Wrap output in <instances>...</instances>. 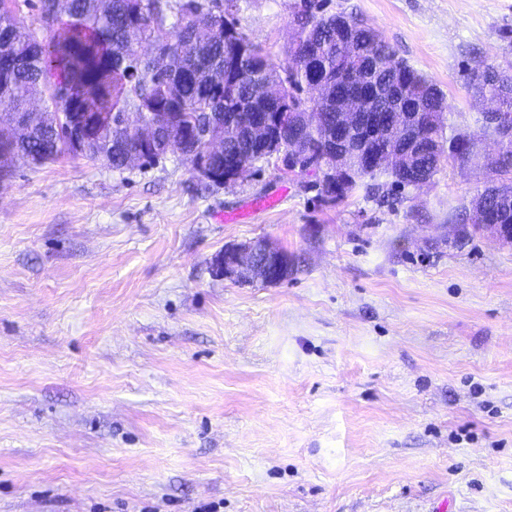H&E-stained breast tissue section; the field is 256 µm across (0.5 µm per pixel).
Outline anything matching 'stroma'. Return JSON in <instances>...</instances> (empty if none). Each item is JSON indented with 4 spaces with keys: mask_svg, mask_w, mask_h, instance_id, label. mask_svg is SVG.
Segmentation results:
<instances>
[{
    "mask_svg": "<svg viewBox=\"0 0 512 512\" xmlns=\"http://www.w3.org/2000/svg\"><path fill=\"white\" fill-rule=\"evenodd\" d=\"M379 30L475 131L512 0H324ZM303 0H238L283 65ZM487 173L388 202L260 163L0 162V512H512V244L466 235ZM293 258L220 276L225 246ZM224 279L277 285L288 276V255L266 241L229 245L213 259Z\"/></svg>",
    "mask_w": 512,
    "mask_h": 512,
    "instance_id": "obj_1",
    "label": "stroma"
}]
</instances>
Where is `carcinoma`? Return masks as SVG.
<instances>
[{
    "mask_svg": "<svg viewBox=\"0 0 512 512\" xmlns=\"http://www.w3.org/2000/svg\"><path fill=\"white\" fill-rule=\"evenodd\" d=\"M31 0H10L0 11V57L8 56L12 67L0 68V99L8 100L13 113L26 119L22 133L0 128V155L30 157L36 164L71 153L68 142L79 128L88 129L79 156L109 161V167H129L121 147L127 136L115 128L123 112H159L180 121L171 132L206 122L224 127V145L237 157L257 164L251 143L248 113L264 112L275 99L260 92L268 84L271 92L283 90L290 112L316 113V125L305 133L312 159L326 161L336 125V90L342 88V73L359 69L382 87L369 112H444L446 99L435 83L406 62L403 74L391 70L395 52L382 35L341 14L317 15L309 4L297 15L295 45L288 60L278 68L269 62L259 44L248 38L235 19L224 15V0H38L34 4L44 23L60 25L51 41L40 31L16 22V12ZM170 33L169 69L164 76L150 58L139 55V43L154 42L156 30ZM238 52L235 70L224 68V55ZM61 72V81L51 88L49 104L39 110L31 99L42 90L48 70ZM314 70L331 84L329 99L309 104L298 91L308 72ZM498 84L512 86V69L481 64L473 77L478 95L493 94ZM196 142L183 136L179 141L155 144V159L170 154L187 159ZM441 159L422 154L411 166L395 173L360 171L348 183L350 193L366 181L381 176L391 184L407 186L417 168L429 177L439 171ZM502 180L512 183V146L492 159Z\"/></svg>",
    "mask_w": 512,
    "mask_h": 512,
    "instance_id": "obj_1",
    "label": "carcinoma"
}]
</instances>
